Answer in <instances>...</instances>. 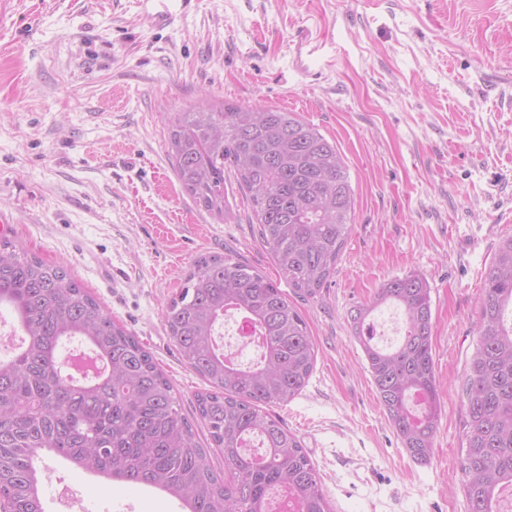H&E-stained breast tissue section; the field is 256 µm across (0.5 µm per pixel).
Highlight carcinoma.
Wrapping results in <instances>:
<instances>
[{
    "label": "carcinoma",
    "mask_w": 512,
    "mask_h": 512,
    "mask_svg": "<svg viewBox=\"0 0 512 512\" xmlns=\"http://www.w3.org/2000/svg\"><path fill=\"white\" fill-rule=\"evenodd\" d=\"M168 143L183 189L224 216V172L245 191L257 235L282 290L231 255H205L166 306L169 340L209 388L197 412L224 457L226 481L211 468L163 371L146 347L62 265L27 254L0 237V311L25 336L0 359V512H45L44 454L109 480L157 488L189 512H267L282 489L300 512H331L319 474L298 438L267 408L305 387L316 345L295 296L310 301L336 270L352 229L354 190L336 145L296 113L261 105L201 104L169 121ZM405 328L383 347L364 332L386 302ZM512 236L488 270L480 299L477 344L462 388L466 449L461 463L469 512H504L499 494L512 485ZM248 318L263 344L247 365L227 361L216 339L225 313ZM377 397L403 447L429 460L441 417L432 355L430 286L417 275L387 280L351 315ZM78 341L104 358L102 379L74 380L61 364ZM256 440L263 453H244Z\"/></svg>",
    "instance_id": "1"
}]
</instances>
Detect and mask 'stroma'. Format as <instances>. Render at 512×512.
I'll return each instance as SVG.
<instances>
[{
    "label": "stroma",
    "instance_id": "35a3bbf8",
    "mask_svg": "<svg viewBox=\"0 0 512 512\" xmlns=\"http://www.w3.org/2000/svg\"><path fill=\"white\" fill-rule=\"evenodd\" d=\"M173 13L166 25L157 17ZM296 113L334 141L354 189L350 237L316 300L301 393L271 407L332 512H467L462 386L481 287L512 234V0H0V218L66 265L174 386L197 441L207 382L180 360L166 305L199 256L276 268L233 176L217 221L180 187L167 120L201 100ZM431 287L442 390L431 458L403 448L351 313L387 279ZM81 512H183L145 485L44 457Z\"/></svg>",
    "mask_w": 512,
    "mask_h": 512
}]
</instances>
